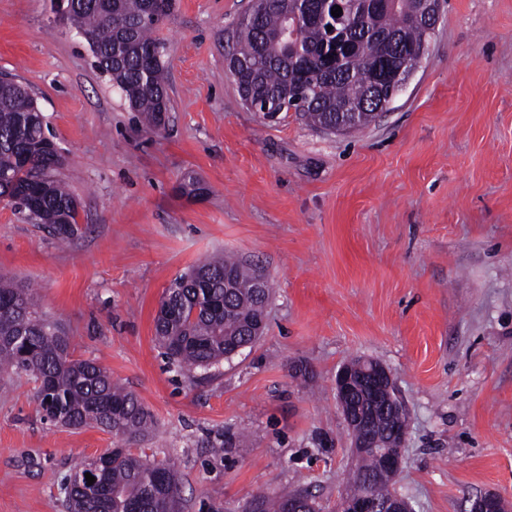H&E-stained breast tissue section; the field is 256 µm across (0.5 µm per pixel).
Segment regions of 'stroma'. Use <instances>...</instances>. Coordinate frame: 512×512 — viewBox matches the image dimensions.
<instances>
[{"instance_id": "1", "label": "stroma", "mask_w": 512, "mask_h": 512, "mask_svg": "<svg viewBox=\"0 0 512 512\" xmlns=\"http://www.w3.org/2000/svg\"><path fill=\"white\" fill-rule=\"evenodd\" d=\"M55 0H0V72L36 99L64 157L78 231L0 204V275L34 286L93 360L151 412L141 446L174 462L184 512H246L309 491L337 512L356 459L340 367L391 373L409 413L397 491L413 512H512V0H443L428 52L388 111L335 134L249 110L226 69L249 0H176L170 112L131 111ZM197 179L203 194L182 186ZM234 252L273 283L267 330L193 372L155 317L171 282ZM111 433L44 421L35 384L0 389V512H66Z\"/></svg>"}]
</instances>
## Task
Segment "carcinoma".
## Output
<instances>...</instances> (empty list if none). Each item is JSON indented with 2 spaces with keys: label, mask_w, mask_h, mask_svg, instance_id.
Masks as SVG:
<instances>
[{
  "label": "carcinoma",
  "mask_w": 512,
  "mask_h": 512,
  "mask_svg": "<svg viewBox=\"0 0 512 512\" xmlns=\"http://www.w3.org/2000/svg\"><path fill=\"white\" fill-rule=\"evenodd\" d=\"M175 0H77L69 21L83 36L96 67L123 93L130 109L159 122L169 111L162 57L156 37ZM421 0H347L346 14L331 16L324 0H259L239 22L232 52L242 100L259 112L293 110L309 125L350 133L369 126L383 97L396 96L399 81L376 82V72L399 48L402 59L420 56L431 34L415 23ZM332 30H327V27ZM53 144L42 111L22 84L0 79V200L66 241L77 232L73 194L46 163ZM259 269L218 254L174 279L155 318L156 340L187 371L224 359V349L255 342L251 328L266 323L269 279L246 287ZM25 374L36 383L43 419L67 427L94 426L130 445L154 426L139 399L112 382L88 359H76L63 326L39 311L27 285L0 278V381ZM392 438L378 414L376 447L358 456L351 492H385L394 476L378 467V451ZM260 512H285L288 496L254 497ZM177 473L128 449L102 463L91 485L83 480L68 499L70 512H176Z\"/></svg>",
  "instance_id": "1"
}]
</instances>
